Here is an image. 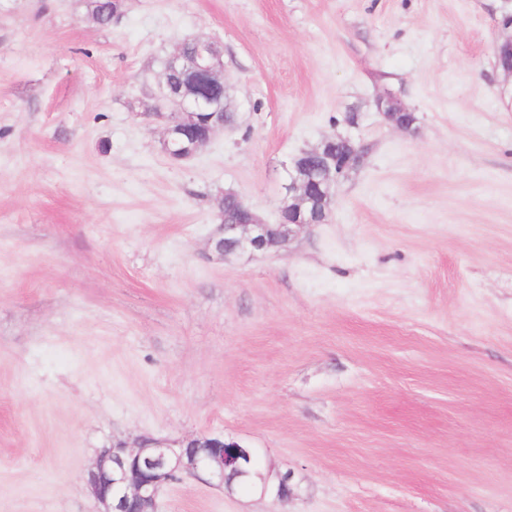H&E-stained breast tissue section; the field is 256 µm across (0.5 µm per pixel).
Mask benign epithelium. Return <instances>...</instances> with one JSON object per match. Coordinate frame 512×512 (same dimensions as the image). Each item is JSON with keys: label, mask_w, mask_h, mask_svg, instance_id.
I'll return each instance as SVG.
<instances>
[{"label": "benign epithelium", "mask_w": 512, "mask_h": 512, "mask_svg": "<svg viewBox=\"0 0 512 512\" xmlns=\"http://www.w3.org/2000/svg\"><path fill=\"white\" fill-rule=\"evenodd\" d=\"M187 82L174 92L167 76H162L154 95V106L147 115L165 121L164 150L176 160H189L213 136L224 129L222 113L211 112L207 131L194 138L193 146L181 145L179 136L191 134L201 114L210 112L211 101L205 89L224 82L222 47L212 39L197 38ZM383 119L392 127L409 131L412 126L399 119L407 108L388 96L377 101ZM364 160V151L349 136H331L303 151L288 171L289 183L278 203L279 220L267 224L242 199L247 211L243 224H223L218 236L209 240L211 249L221 256L267 251L283 247L300 232L324 224L328 215L319 203L334 201L338 176L347 174ZM253 450L235 442L227 443L221 434H201L184 439L179 446L161 442L131 447L123 441L103 448L84 474L88 493L103 506V512H157L162 487L177 474L186 473L205 482L226 486L234 478L241 483H260L268 490L266 478L249 468Z\"/></svg>", "instance_id": "benign-epithelium-1"}]
</instances>
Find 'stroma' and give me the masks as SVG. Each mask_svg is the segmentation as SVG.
Here are the masks:
<instances>
[{
	"label": "stroma",
	"mask_w": 512,
	"mask_h": 512,
	"mask_svg": "<svg viewBox=\"0 0 512 512\" xmlns=\"http://www.w3.org/2000/svg\"><path fill=\"white\" fill-rule=\"evenodd\" d=\"M505 0H0V512H98L113 441L253 449L287 497L186 474L159 512H512ZM219 42L235 120L193 159L145 115ZM397 97L403 132L377 111ZM366 150L327 223L222 257L328 136ZM88 13L100 25L112 24L115 14L122 12L123 3L118 0H84Z\"/></svg>",
	"instance_id": "1"
}]
</instances>
